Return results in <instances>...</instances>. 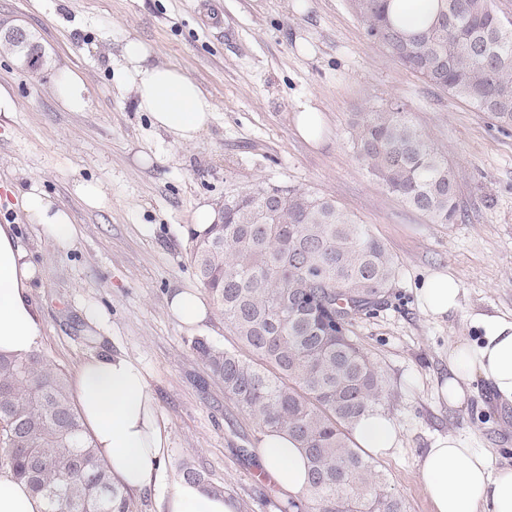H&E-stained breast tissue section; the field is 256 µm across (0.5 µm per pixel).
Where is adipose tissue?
<instances>
[{
  "mask_svg": "<svg viewBox=\"0 0 512 512\" xmlns=\"http://www.w3.org/2000/svg\"><path fill=\"white\" fill-rule=\"evenodd\" d=\"M150 47L136 38L122 46L123 63L115 82L129 89L139 111L177 145L194 143L209 127L215 105L205 90L175 64H152ZM28 223L40 225L60 245L71 244L76 226L69 211L55 206L38 187L23 192ZM40 275L9 224L0 225V353L24 356L38 345L41 324L27 294ZM423 311L439 319L461 307L454 274H428L417 291ZM170 315L186 330L199 328L210 307L194 288H181L167 300ZM476 339L455 337L448 345V373L434 390L448 407L466 406L472 385L485 381L500 401L512 403V316L470 314ZM78 409L98 456L112 479L132 491L162 483L170 445L168 423L159 410L140 364L124 354L93 355L75 373ZM353 447L380 458L399 448L400 432L387 415L369 411L351 429ZM263 471L284 499L307 492L304 456L287 432L263 433L257 448ZM417 472L433 512H512V466L493 468L490 455L467 447L455 434L435 439L419 456ZM164 512H237L222 493L181 481L162 497ZM44 503L11 472L0 473V512H43Z\"/></svg>",
  "mask_w": 512,
  "mask_h": 512,
  "instance_id": "1",
  "label": "adipose tissue"
}]
</instances>
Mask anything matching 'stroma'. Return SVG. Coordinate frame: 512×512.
I'll return each instance as SVG.
<instances>
[{
  "label": "stroma",
  "instance_id": "obj_1",
  "mask_svg": "<svg viewBox=\"0 0 512 512\" xmlns=\"http://www.w3.org/2000/svg\"><path fill=\"white\" fill-rule=\"evenodd\" d=\"M0 24L24 27L45 51L35 74L0 51V88L13 102L10 115L0 114V224L13 225L43 272L29 291L41 322L36 352L69 377L93 355L123 353L142 366L169 424L165 484L194 465L242 512H279L281 500L251 453L258 425L192 349L198 338L233 349L235 337L219 311L188 332L166 308L171 292L199 284L190 261L198 204L221 203L257 180L333 197L371 226L398 265L377 315L353 331L387 380L384 412L399 425L401 446L379 465L408 512H431L416 462L439 436L458 434L466 446L490 450L495 464L512 465L511 403L483 381L459 410L432 392L466 315L512 314V132H499L485 113L372 44L349 0H0ZM130 36L150 46L152 61L183 68L214 101V120L194 144H172L114 83ZM67 71L85 82V111H67L56 99ZM307 100L327 120L316 147L293 122ZM390 101L406 103L447 150L465 220L428 223L356 160L351 113ZM142 153L150 166L140 164ZM81 181L101 184V207L80 200ZM34 182L71 212L78 228L71 245L27 223L19 198ZM442 270L458 279L462 309L436 320L417 290ZM92 306L105 310V326L86 320Z\"/></svg>",
  "mask_w": 512,
  "mask_h": 512
}]
</instances>
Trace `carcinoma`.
Listing matches in <instances>:
<instances>
[{
	"label": "carcinoma",
	"instance_id": "carcinoma-1",
	"mask_svg": "<svg viewBox=\"0 0 512 512\" xmlns=\"http://www.w3.org/2000/svg\"><path fill=\"white\" fill-rule=\"evenodd\" d=\"M419 29L394 0H351L367 38L427 83L512 127V19L494 0H436ZM0 47L31 71L44 65ZM351 136L371 178L431 224L464 217L459 174L418 129L407 106L352 113ZM197 276L247 350L199 339L193 350L224 395L261 431L286 430L308 461V491L292 512H406L387 474L350 445V428L382 408L386 379L353 326L382 303L398 275L370 227L307 189L258 181L224 198L190 252ZM0 463L45 501L44 512H132L86 433L65 376L42 357L0 355Z\"/></svg>",
	"mask_w": 512,
	"mask_h": 512
}]
</instances>
